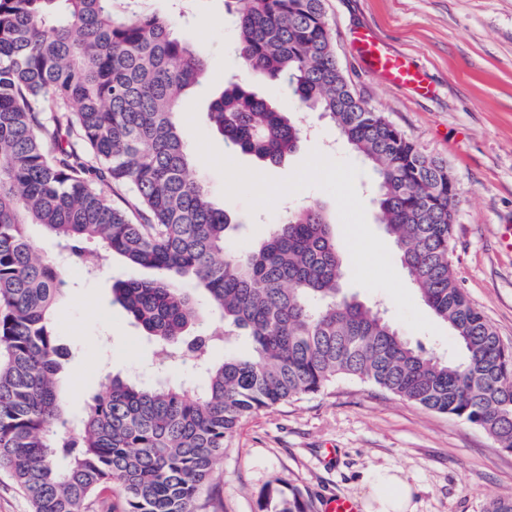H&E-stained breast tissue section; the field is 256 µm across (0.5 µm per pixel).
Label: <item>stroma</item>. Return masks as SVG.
<instances>
[{"mask_svg":"<svg viewBox=\"0 0 512 512\" xmlns=\"http://www.w3.org/2000/svg\"><path fill=\"white\" fill-rule=\"evenodd\" d=\"M138 7L168 19L205 54V81L181 116L182 134L215 202L241 221L229 249L260 240L303 205H320L346 248V292L387 306L411 343L456 352L450 329L421 300L376 222L370 169L333 125L299 111L283 85L266 81L257 91L275 97L305 129L285 161L257 167L249 156L229 155L213 131L210 98L248 77L222 0H140ZM325 12L336 58L357 94L426 155L447 162L461 189L453 235L458 284L512 346V0H325ZM362 27L424 75L428 95L366 70L351 45ZM258 179L266 192L256 190ZM129 273L118 257L92 278L80 265L62 272L68 288L53 317L65 352L60 378L82 379L67 393L72 416H83L112 376L148 380L163 367L112 300L113 280ZM377 468L410 487L412 512H485L490 498L512 495V452L482 430L346 379L243 420L204 492L206 512H259L273 482L300 489L318 506L336 496L363 506Z\"/></svg>","mask_w":512,"mask_h":512,"instance_id":"1","label":"stroma"}]
</instances>
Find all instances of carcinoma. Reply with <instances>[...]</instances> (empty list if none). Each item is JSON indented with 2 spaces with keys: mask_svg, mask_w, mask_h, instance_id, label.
I'll return each instance as SVG.
<instances>
[{
  "mask_svg": "<svg viewBox=\"0 0 512 512\" xmlns=\"http://www.w3.org/2000/svg\"><path fill=\"white\" fill-rule=\"evenodd\" d=\"M115 2L0 0V469L31 512H86L112 483L123 512H202V490L243 419L340 377L461 419L512 451V347L455 275L459 188L447 163L357 95L324 0H226L238 58L252 79L276 78L327 116L370 166L377 221L459 357L412 346L385 312L343 294L345 253L319 206L226 251L239 223L195 176L179 123L204 54L136 0ZM207 114L232 152L261 167L301 139L298 122L247 81L225 85ZM30 224L80 263L93 243L102 262L117 255L153 270L116 280L114 300L168 365L203 373L202 391L114 376L82 417H69L53 328L65 281L56 256L35 249ZM187 283L219 327L196 314ZM238 336L251 354L234 351ZM260 508L314 512L292 486L268 487Z\"/></svg>",
  "mask_w": 512,
  "mask_h": 512,
  "instance_id": "cac0c4a2",
  "label": "carcinoma"
}]
</instances>
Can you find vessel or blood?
<instances>
[{
	"instance_id": "obj_1",
	"label": "vessel or blood",
	"mask_w": 512,
	"mask_h": 512,
	"mask_svg": "<svg viewBox=\"0 0 512 512\" xmlns=\"http://www.w3.org/2000/svg\"><path fill=\"white\" fill-rule=\"evenodd\" d=\"M352 46L365 67L381 77L388 84L398 87H411L422 91L426 88L423 75L413 68L406 59L390 49L368 28L357 30Z\"/></svg>"
}]
</instances>
